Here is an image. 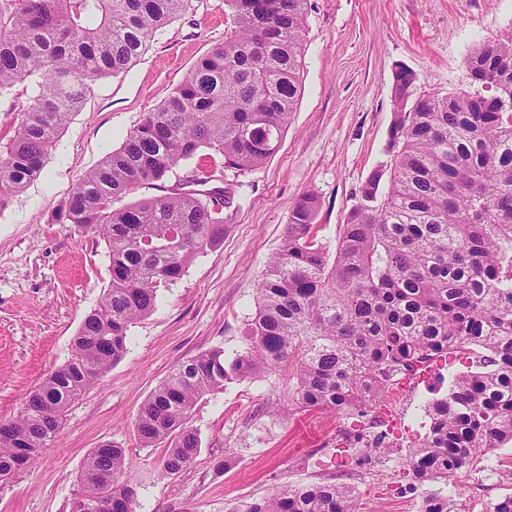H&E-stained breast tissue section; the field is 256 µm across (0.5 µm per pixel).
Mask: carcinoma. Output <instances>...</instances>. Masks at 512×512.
Instances as JSON below:
<instances>
[{
	"label": "carcinoma",
	"instance_id": "carcinoma-1",
	"mask_svg": "<svg viewBox=\"0 0 512 512\" xmlns=\"http://www.w3.org/2000/svg\"><path fill=\"white\" fill-rule=\"evenodd\" d=\"M188 0H0V96L30 83L12 138L0 143V211L40 176L62 128L95 80L145 51ZM308 0H224V43L146 113L122 145L88 171L51 215L102 237L111 279L99 308L73 337L67 362L0 425V481L29 466L60 434L65 412L127 350V331L161 288L224 237L235 184L198 166L183 187L121 208L117 199L163 182L203 149L236 175L274 155L301 93ZM477 89L420 92L394 73L390 170H373L347 212L335 255L312 232L318 200L295 202L279 249L256 291L247 349L214 348L173 367L144 400L142 446L163 444V473L200 451L188 426L206 394L241 376L295 364L294 400L366 416L399 376L459 349L485 352L474 371L428 409L425 438L409 449L418 481L450 480L477 457L512 442V40L473 48ZM192 185L187 190L185 186ZM125 449L103 444L84 464L78 499L112 492V512H132ZM237 512H356L343 483L287 486Z\"/></svg>",
	"mask_w": 512,
	"mask_h": 512
}]
</instances>
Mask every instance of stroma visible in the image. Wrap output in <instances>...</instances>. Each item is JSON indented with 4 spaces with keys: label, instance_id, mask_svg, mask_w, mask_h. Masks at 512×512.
Listing matches in <instances>:
<instances>
[{
    "label": "stroma",
    "instance_id": "35a3bbf8",
    "mask_svg": "<svg viewBox=\"0 0 512 512\" xmlns=\"http://www.w3.org/2000/svg\"><path fill=\"white\" fill-rule=\"evenodd\" d=\"M224 0H190L126 71L101 78L62 129L43 172L0 213V420L16 417L29 393L71 355L84 317L110 284L105 241L50 215L82 176L119 148L195 62L224 40ZM512 39V0H309L302 90L280 146L259 170L238 176L224 239L159 289L154 310L131 325L127 351L66 413L57 438L34 463L0 481V512H72L93 448H125L136 485L134 512H235L287 486L344 481L358 512H423L444 498L452 512H493L512 496V443L479 456L451 482L413 480L410 446L426 435L424 407L469 370L473 353L437 361L413 388L397 448L336 446L337 431L364 434L369 417L294 405L293 365L226 384L204 396L188 424L200 452L175 476L161 472L163 446L142 447L139 408L173 367L214 347L246 348L255 285L282 243L291 209L319 200L313 232L335 251L347 211L368 174L389 168L396 67L419 90H467L469 52ZM497 474L482 480L488 466Z\"/></svg>",
    "mask_w": 512,
    "mask_h": 512
}]
</instances>
